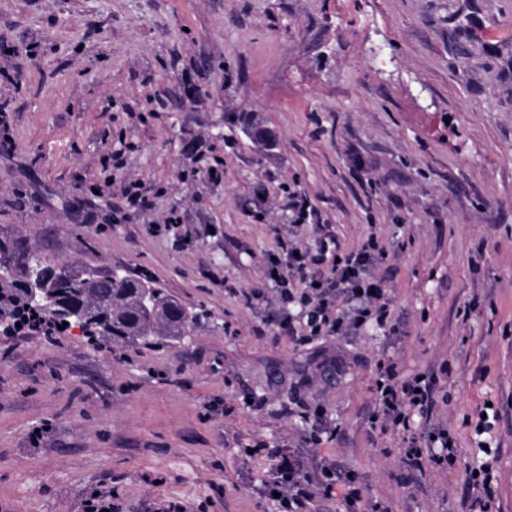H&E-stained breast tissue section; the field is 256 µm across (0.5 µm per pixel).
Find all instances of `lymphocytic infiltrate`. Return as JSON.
I'll return each mask as SVG.
<instances>
[{
  "instance_id": "f902f5d3",
  "label": "lymphocytic infiltrate",
  "mask_w": 512,
  "mask_h": 512,
  "mask_svg": "<svg viewBox=\"0 0 512 512\" xmlns=\"http://www.w3.org/2000/svg\"><path fill=\"white\" fill-rule=\"evenodd\" d=\"M297 230V225H289L286 236L279 238V253L266 272L267 281L281 296L282 306L272 319L278 331L301 343L345 336L371 323L385 327L391 298L372 272L386 257L377 235H369L357 250L336 254L324 242L314 249H300ZM376 367L375 419L381 428L394 426L407 433V462L419 464L427 455L435 464L450 463L454 457L450 434L427 425L435 399L426 380L401 379L397 362L389 359L378 361ZM277 471L274 490L283 512H311L314 503L330 497L339 482L349 488L347 503L362 498L354 477L337 480L335 465L326 461L317 464L315 473L304 474L282 456Z\"/></svg>"
}]
</instances>
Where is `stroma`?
Here are the masks:
<instances>
[{"mask_svg": "<svg viewBox=\"0 0 512 512\" xmlns=\"http://www.w3.org/2000/svg\"><path fill=\"white\" fill-rule=\"evenodd\" d=\"M0 43L21 76L0 75V234L200 314L177 346L0 336V512H280V448L332 459L388 512H465L487 461L491 512H512V0H0ZM300 211L301 244L323 224L343 252L385 241L399 334L264 325ZM384 358L450 365L433 393L453 466L409 467L401 433L373 428ZM318 407L336 435L308 448ZM488 407L487 457L470 424Z\"/></svg>", "mask_w": 512, "mask_h": 512, "instance_id": "obj_1", "label": "stroma"}]
</instances>
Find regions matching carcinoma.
<instances>
[{"label":"carcinoma","instance_id":"carcinoma-1","mask_svg":"<svg viewBox=\"0 0 512 512\" xmlns=\"http://www.w3.org/2000/svg\"><path fill=\"white\" fill-rule=\"evenodd\" d=\"M17 239L0 236V252L13 256L10 273L0 275V319L16 323L25 315L55 324L83 321L87 336L109 344H179L191 335L199 316L148 279L115 280L109 268L82 263L53 273L54 298L31 302L27 283L41 268L48 248L35 246L30 256L14 250Z\"/></svg>","mask_w":512,"mask_h":512}]
</instances>
